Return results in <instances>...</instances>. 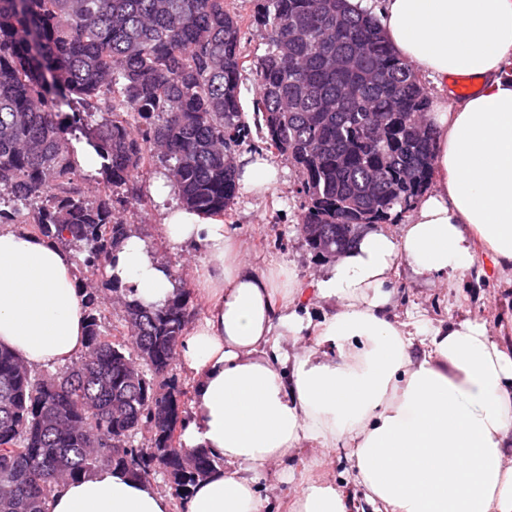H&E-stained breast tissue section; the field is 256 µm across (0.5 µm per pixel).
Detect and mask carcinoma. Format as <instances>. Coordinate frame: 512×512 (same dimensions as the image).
Here are the masks:
<instances>
[{"label": "carcinoma", "instance_id": "1", "mask_svg": "<svg viewBox=\"0 0 512 512\" xmlns=\"http://www.w3.org/2000/svg\"><path fill=\"white\" fill-rule=\"evenodd\" d=\"M268 48L254 102L266 149L302 177L299 231L309 249L352 247L357 225L412 210L432 176L429 100L369 9L348 0H257ZM242 18L226 0H0V224L40 200L32 224L76 245L89 308L84 351L37 373L0 348V512H47L58 488L102 467L186 494L216 467L182 451L188 389L173 377L193 317L190 289L147 307L107 274L145 205L134 176L155 162L181 203L222 215L238 192L237 147L250 138L240 99ZM87 111L62 121L73 99ZM103 161L92 197L67 135L84 132ZM118 298L108 325L101 294ZM148 432L147 445L134 444Z\"/></svg>", "mask_w": 512, "mask_h": 512}]
</instances>
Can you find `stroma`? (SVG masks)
Segmentation results:
<instances>
[{
  "mask_svg": "<svg viewBox=\"0 0 512 512\" xmlns=\"http://www.w3.org/2000/svg\"><path fill=\"white\" fill-rule=\"evenodd\" d=\"M230 3L243 19L241 49L246 63L240 92L244 112L249 115L257 93L255 63L267 49L266 31L253 21L255 0H230ZM276 165L279 184L274 193L261 196L238 193L223 221L232 225L246 242L245 259L252 266L262 269L272 263L287 264L306 282L321 271L324 261L314 256L297 229L304 202L301 178L284 160H277ZM132 221L141 225L148 247L175 269L178 279L195 278L202 270V256L197 250L169 244L160 236L158 203H149ZM394 288L395 310L400 315L418 313L433 323L472 318L487 322L491 335L512 337V274L488 279L475 266L439 287L419 278L403 264L394 278ZM287 468L297 474L312 470L313 474L335 483L346 495L358 500L363 497L357 475L350 468L347 449L308 445L292 451L286 467H270L261 476L264 512H287L288 498L299 491L300 481L282 480V472Z\"/></svg>",
  "mask_w": 512,
  "mask_h": 512,
  "instance_id": "35a3bbf8",
  "label": "stroma"
}]
</instances>
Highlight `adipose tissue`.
<instances>
[{"label": "adipose tissue", "mask_w": 512, "mask_h": 512, "mask_svg": "<svg viewBox=\"0 0 512 512\" xmlns=\"http://www.w3.org/2000/svg\"><path fill=\"white\" fill-rule=\"evenodd\" d=\"M391 50L435 87L434 188L398 235L365 232L310 282L284 264L255 270L238 236L217 218L167 205L175 188L151 186L159 232L199 246L194 285L208 301L178 358L193 380L184 448L222 468L181 506L152 483L106 467L66 483L49 512H261L258 478L291 450L344 446L372 512H512V341L463 319L431 327L396 321L399 264L428 282L470 269L512 273V0H383ZM478 83L448 105L449 80ZM237 182L265 194L278 169L260 151L236 161ZM109 275L146 305L177 281L137 234ZM331 303L313 313L309 297ZM87 312L71 251L22 229L0 228V345L28 366H60L85 346ZM309 336L305 352L273 348ZM289 512H347L334 484L309 476Z\"/></svg>", "instance_id": "ef3b65f1"}]
</instances>
